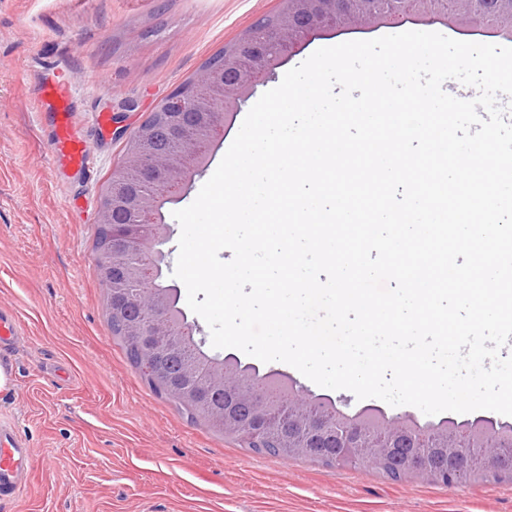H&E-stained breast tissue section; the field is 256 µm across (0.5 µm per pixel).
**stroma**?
Returning <instances> with one entry per match:
<instances>
[{"label": "stroma", "mask_w": 512, "mask_h": 512, "mask_svg": "<svg viewBox=\"0 0 512 512\" xmlns=\"http://www.w3.org/2000/svg\"><path fill=\"white\" fill-rule=\"evenodd\" d=\"M280 0H0V310L22 334L0 426L30 475L0 512H512V481L394 482L369 469L244 447L156 394L109 327L95 268L98 211L125 155L91 117L129 129ZM58 68L93 174L59 173L33 86Z\"/></svg>", "instance_id": "stroma-1"}]
</instances>
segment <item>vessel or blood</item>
I'll return each mask as SVG.
<instances>
[{
    "mask_svg": "<svg viewBox=\"0 0 512 512\" xmlns=\"http://www.w3.org/2000/svg\"><path fill=\"white\" fill-rule=\"evenodd\" d=\"M35 97L49 122V147L58 171H90L91 160L86 143L72 121L74 82L40 79ZM28 468L23 438L12 429L0 428V495L12 496L20 488V477Z\"/></svg>",
    "mask_w": 512,
    "mask_h": 512,
    "instance_id": "vessel-or-blood-1",
    "label": "vessel or blood"
}]
</instances>
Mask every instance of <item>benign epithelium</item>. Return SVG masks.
I'll return each mask as SVG.
<instances>
[{
	"label": "benign epithelium",
	"instance_id": "benign-epithelium-1",
	"mask_svg": "<svg viewBox=\"0 0 512 512\" xmlns=\"http://www.w3.org/2000/svg\"><path fill=\"white\" fill-rule=\"evenodd\" d=\"M444 23L462 36L477 33L512 38V0H282L281 10L258 24L256 31L224 50V79L220 99L202 93L207 77L185 83L165 99L157 117L163 118L179 142L175 154L152 158L153 168L166 174L168 189L160 195L141 196L125 207V192L112 186V197L104 200L100 224L112 226L110 264L121 266L130 280H155L161 271L158 245L169 227L157 221L167 204L179 202L178 194L190 186L195 176L210 164V147L217 126L238 104L248 99L262 77L300 52L303 45L322 33L372 30L386 26ZM210 111V124L188 137L183 133L186 118L198 111ZM135 210L141 221L123 224L115 215L123 209ZM161 288L148 298L125 292L122 302L112 301V315L122 316L131 307L135 314L124 322L126 335L144 341L168 335V328L183 319ZM208 372L201 374L195 364L183 365L179 382L169 383L165 393L185 404L199 402L202 389L233 394L231 407L224 409V432L234 435L250 431L258 448L266 443H282L288 453L308 455L326 440L340 449L336 465L362 468L377 464L403 451L399 477L426 479L452 484L451 468L470 469L464 453L479 449L483 470H506L512 475V453L500 448L499 440L485 426L493 420L480 416L460 425L450 420L419 424L411 417L394 418L381 410L364 406L353 414L340 409L327 395L311 397L297 383H282L288 405V421L274 417L276 404L264 399L244 377L239 359L228 354L210 360Z\"/></svg>",
	"mask_w": 512,
	"mask_h": 512
}]
</instances>
